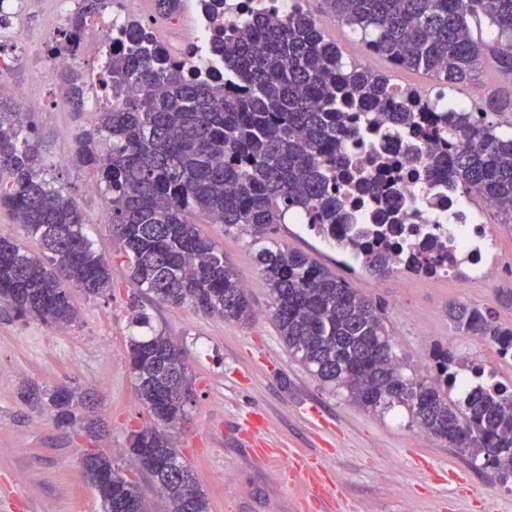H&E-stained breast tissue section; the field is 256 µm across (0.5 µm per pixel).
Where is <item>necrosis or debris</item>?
Masks as SVG:
<instances>
[{
    "label": "necrosis or debris",
    "mask_w": 512,
    "mask_h": 512,
    "mask_svg": "<svg viewBox=\"0 0 512 512\" xmlns=\"http://www.w3.org/2000/svg\"><path fill=\"white\" fill-rule=\"evenodd\" d=\"M27 0H0V97L12 96L21 108L45 111L42 99L5 80V73L38 60L42 72L54 73L93 55L109 51L113 39L126 25L137 22L152 28L155 18L151 0H114L101 24L97 40L86 38L69 41L55 38L48 43L21 50L19 33ZM193 11L192 26H184L181 18L168 21V35L160 42L163 55L184 61L189 69L201 74L220 69L222 63L213 56L188 53L192 43H209L217 28L240 27L255 10H263L270 22L276 23L288 14L306 6L307 0H219L216 9L206 10L200 0H188ZM425 146L420 128L394 136H373L346 142L343 154L347 160L364 161L378 155L390 162L398 209L404 214L402 233L391 251L393 264L412 270L414 244L432 237L446 244L447 255L441 266L430 272L433 280L473 279L487 275L494 260L484 245L493 232L484 221L464 206L463 196L449 191L441 176L422 177L413 158ZM338 195L352 215L350 225L338 227L336 233L345 238L352 255H359L377 231L370 203L359 200L349 187H341Z\"/></svg>",
    "instance_id": "1"
}]
</instances>
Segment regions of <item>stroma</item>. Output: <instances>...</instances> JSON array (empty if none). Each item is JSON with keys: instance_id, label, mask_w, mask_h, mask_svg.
Returning <instances> with one entry per match:
<instances>
[{"instance_id": "35a3bbf8", "label": "stroma", "mask_w": 512, "mask_h": 512, "mask_svg": "<svg viewBox=\"0 0 512 512\" xmlns=\"http://www.w3.org/2000/svg\"><path fill=\"white\" fill-rule=\"evenodd\" d=\"M321 25L337 45H352L350 57L357 64L390 73L397 84L436 93L432 77L390 68L331 15H323ZM16 82L50 106L26 113L24 121L45 163V178L83 210L96 251L111 265L112 291L95 298L71 289L79 317L65 328L17 317L0 306V512H102L83 467L92 454L111 457L137 483L151 512H166L153 479L124 451L129 432L151 420L138 398L126 349L131 317L139 312L187 353L194 396L186 418L169 435L194 471L210 512H319L317 506H301L300 485L254 459L241 428L245 416L264 423L307 461L324 466L335 512H450L454 507L512 512V473L461 452L443 437L423 435L406 406L364 409L288 352L272 318L251 236L225 233L220 224L200 225L235 267L261 314L256 321L245 324L188 304L169 305L136 288L116 253L111 225L100 220L102 194L87 191L96 175L74 161L78 138L96 123V112L75 111L57 80L36 82L32 70L19 72ZM469 204L496 239L494 269L485 280L426 281L399 270L376 278L355 270L335 243L294 221L277 225L271 238L307 253L379 309L407 377H421L418 362L446 349L512 387V359L500 357L497 343L455 331L448 321L449 304L463 303L512 328V223L480 198H470ZM28 383L64 384L91 395L103 432L58 428L49 410L20 398Z\"/></svg>"}]
</instances>
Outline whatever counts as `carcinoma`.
<instances>
[{"label": "carcinoma", "instance_id": "1", "mask_svg": "<svg viewBox=\"0 0 512 512\" xmlns=\"http://www.w3.org/2000/svg\"><path fill=\"white\" fill-rule=\"evenodd\" d=\"M108 0H82L67 37L78 39ZM339 23L362 34L375 56L401 69L435 78L431 97L400 90L383 72L347 59L315 20L297 10L272 24L246 23L240 35L214 40L224 79L200 80L183 64L161 55L138 25L121 33V48L102 67L117 106L79 138L78 156L97 175L117 242L137 287L161 302L191 304L206 314L250 322L254 309L223 249L194 222L202 215L224 232L267 237L287 213H307L324 237L348 215L336 197L343 183L365 192L372 179L355 175L342 145L380 125L411 127L431 119L420 162L426 175L440 173L448 188L487 204H512V137L476 118V113L512 112V0H320ZM485 21L486 41L472 33ZM488 62L509 86L467 112L442 111L446 90L474 82ZM76 108L89 85L76 68L58 73ZM40 153L21 113L0 104V206L8 208L27 235L33 253L0 236V302L19 317L64 326L76 321L68 288L103 296L111 269L84 233L85 217L62 190L40 176ZM390 235L364 250L370 274L392 273ZM424 264L444 251L426 239L416 246ZM269 288L273 317L288 352L325 381L346 388L362 406L408 407L422 428L463 452L512 471V391L477 386L454 399L448 386L461 363L448 350L433 355V381L406 380L393 355L381 316L347 282L306 253L261 246L255 255ZM453 325L489 336L499 353L512 355V328L492 324L479 309L458 305ZM132 324L151 330L127 343L128 365L141 404L152 422L130 432L128 450L150 474L166 512H208L191 467L168 430L186 418L193 396L183 349L154 331L139 313ZM23 401L54 413L61 427L76 421V393L59 385L21 389ZM84 469L106 512H150L138 490L106 455L85 459Z\"/></svg>", "mask_w": 512, "mask_h": 512}]
</instances>
